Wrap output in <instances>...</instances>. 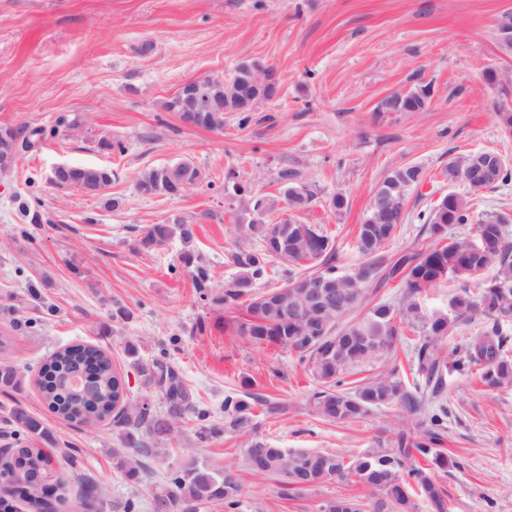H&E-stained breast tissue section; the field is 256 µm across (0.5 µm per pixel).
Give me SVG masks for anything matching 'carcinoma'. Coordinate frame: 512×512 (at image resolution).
<instances>
[{
    "instance_id": "cac0c4a2",
    "label": "carcinoma",
    "mask_w": 512,
    "mask_h": 512,
    "mask_svg": "<svg viewBox=\"0 0 512 512\" xmlns=\"http://www.w3.org/2000/svg\"><path fill=\"white\" fill-rule=\"evenodd\" d=\"M268 70L269 66L257 60L241 63L232 82L218 84V110L205 113L207 119L199 126L223 129L226 112L237 113L239 124H247L250 114L240 109L237 90L248 87L254 97L267 98L266 88L255 77ZM430 99L431 85L418 84L383 99L377 112H419ZM45 135L41 127H0V145L10 142L31 148ZM488 155L487 151H479L449 159L443 171L448 184L459 182L463 171L473 178L474 184L470 185L473 190L511 181L512 169L507 166L488 172ZM168 170L167 165L145 170L138 179V191L149 196L179 195L178 187L170 183ZM422 178L420 167L406 166L391 171L377 187L367 216L358 228L356 247L368 257L358 265L359 275L339 271L335 242L321 228L293 219L286 221L293 226V236L288 239H274L271 225L266 222L247 225L249 235L259 241L260 247L238 245L231 253L232 263L239 272L224 289V305L246 304V315L233 323L237 335L259 346L274 345L298 352L299 361L311 367L322 387L313 395L314 409L320 416L330 421L351 420L373 407L398 404L420 418L422 435L408 440L403 433L397 447L368 451L351 461L332 452L288 451L273 448L263 439H252L246 462L258 475L276 476L292 490L325 481L350 483L355 479L371 492L367 503L337 497L324 503L322 512H412L415 508L412 495L416 492L433 512H447L444 493L433 474L413 464L414 457L421 456L439 469L458 466L436 449L442 441L448 408L439 399L440 381L436 377L440 360L435 351L460 319L479 313L497 323L512 317V243L505 236V227L512 222V216L505 212L486 214L476 221L469 201L450 192L429 212L418 214L419 220L442 242L441 246L421 253L405 252L386 266L376 258L388 244L387 236L379 234V226H385L392 236L396 234L403 221L408 192ZM88 181H95L105 189L112 185V170L74 167L71 183L81 185ZM279 182L288 190L287 204L293 211L307 208L315 198L314 190L301 182L300 174L293 169H282ZM471 223L475 224L474 238L447 237L449 227ZM175 238L185 243L193 238L190 225L180 218L146 226L138 245L152 251ZM272 258L288 263L289 267L280 273V285L258 291L257 282L268 276L267 264ZM182 259L186 266L193 268V284L199 294H209L213 288L209 267L191 252L184 253ZM490 267L495 269V274L479 292L472 294L464 286L451 297L453 316L422 309L420 299L427 289L446 279L464 284ZM398 276L402 277L404 288L399 308L377 302L358 316H352L363 306L368 289ZM316 277L332 281L342 308L327 319L319 332L310 333L303 322L295 320L293 309L299 297L306 293L307 283ZM274 292L278 296L275 304L260 302L263 295ZM402 322L419 333L418 371L425 373L427 382L434 383L431 398L408 389L393 372L363 383L353 393L339 390L345 371L392 346L400 335ZM470 366L479 367L484 383L490 387L512 382V359L503 352L497 330L472 337L464 346L463 357L453 362L452 369L462 371ZM140 370L166 404V418L154 422L152 429L166 433L178 427L189 412L200 420L207 417V411L195 404L182 379L165 361L155 359ZM21 384L19 367H0L1 391L17 390ZM36 385L54 414L86 428H95L109 417L117 426H139L149 418L148 411L120 398L126 383L112 365L109 353L98 345L55 351L40 368ZM224 414L231 429L242 431L250 425L251 406L243 399L226 397ZM0 421L10 429L17 443V447L0 454V512H16L8 501L11 487L16 485L28 489L27 508L32 512H59L70 506L79 512H101L105 489L96 482H83L78 498L74 501L68 498L65 476L47 465V452L42 445L53 443V435L41 419L17 404L4 412ZM170 485L172 490L161 498L157 512H167L182 495L197 503L222 499L229 509L238 504L240 487L234 475L199 460L172 473Z\"/></svg>"
}]
</instances>
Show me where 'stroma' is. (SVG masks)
<instances>
[{
    "label": "stroma",
    "mask_w": 512,
    "mask_h": 512,
    "mask_svg": "<svg viewBox=\"0 0 512 512\" xmlns=\"http://www.w3.org/2000/svg\"><path fill=\"white\" fill-rule=\"evenodd\" d=\"M510 11L512 0H0V127L49 131L0 176V361L25 370L21 389L0 391V408L18 403L43 419L53 433V467L71 489L91 477L106 488L103 512H153L192 450L238 476L235 512H319L339 495L367 499L356 483L297 492L246 466L250 436L350 460L420 430L396 406L343 423L324 420L310 403L319 384L296 352L254 345L230 329L243 311L222 301L238 273L229 255L256 215L225 193V179L277 197L280 168L297 169L317 189L298 218L335 240L344 273L361 260L357 228L393 169L417 166L423 179L408 194L405 221L384 258L436 246L418 215L448 192L468 196L478 215L512 213V182L473 191L443 176L449 158L471 152L512 160V132L499 116L512 109V57L499 52L495 36L497 19ZM145 43L152 46L146 54ZM248 60L273 66L279 89L247 125L228 113L223 130L190 128L162 110L183 84L205 75L231 80ZM488 68L503 84L485 80ZM419 83L432 90L423 111L377 112L383 98ZM104 140L122 141L124 153L101 148ZM181 161L197 166L202 181L178 197L138 192L143 170ZM61 163L112 169V185L96 196L54 187L48 177ZM339 193L348 200L340 215L330 206ZM21 198L47 223L24 221ZM111 198L119 206H108ZM175 217L192 224L191 244L139 249L147 225ZM187 249L213 272L208 298L182 261ZM494 328L512 354V319L496 324L479 314L458 323L437 354L454 361L468 338ZM418 342L403 328L391 349L349 369L346 385L391 370L423 384ZM87 344L110 352L129 398L148 402L158 419L166 405L140 368L166 361L202 400L207 420L188 416L176 436L136 428L153 453L139 457L135 477H127L115 467L128 451L124 429L108 420L89 433L58 419L35 384L53 352ZM228 396L251 404L249 435L225 429ZM443 397L440 450L458 461L438 473L450 512H512V386H487L474 367L452 370ZM265 400L283 405L284 414H265ZM205 424L214 434L200 436Z\"/></svg>",
    "instance_id": "stroma-1"
}]
</instances>
